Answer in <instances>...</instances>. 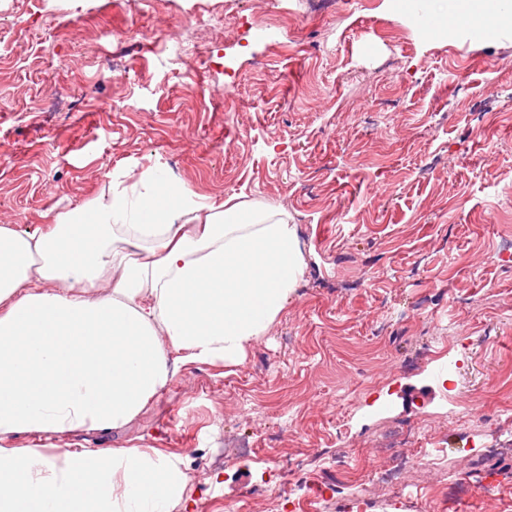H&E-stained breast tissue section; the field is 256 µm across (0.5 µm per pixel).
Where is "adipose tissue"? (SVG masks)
<instances>
[{
	"mask_svg": "<svg viewBox=\"0 0 512 512\" xmlns=\"http://www.w3.org/2000/svg\"><path fill=\"white\" fill-rule=\"evenodd\" d=\"M140 181L0 225V512H187L181 456L75 437L125 427L189 366L242 363L303 275L287 209Z\"/></svg>",
	"mask_w": 512,
	"mask_h": 512,
	"instance_id": "ef3b65f1",
	"label": "adipose tissue"
}]
</instances>
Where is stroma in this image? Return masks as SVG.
Instances as JSON below:
<instances>
[{
	"label": "stroma",
	"mask_w": 512,
	"mask_h": 512,
	"mask_svg": "<svg viewBox=\"0 0 512 512\" xmlns=\"http://www.w3.org/2000/svg\"><path fill=\"white\" fill-rule=\"evenodd\" d=\"M194 16L223 21L206 51L160 52ZM450 17V0H0V224L155 167L285 207L306 263L242 364L188 367L85 447L180 454L197 512H512V26L425 27ZM290 472L320 499L292 508Z\"/></svg>",
	"instance_id": "obj_1"
}]
</instances>
